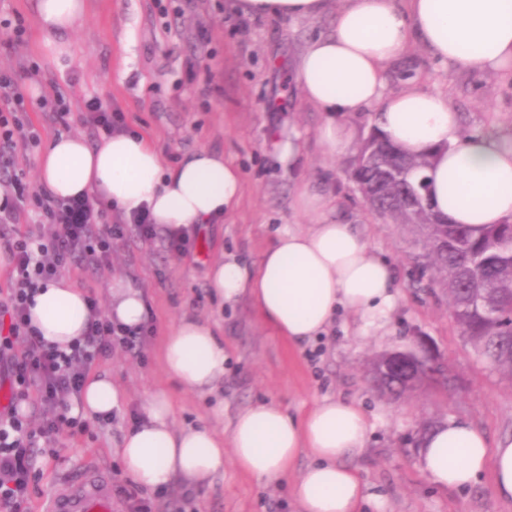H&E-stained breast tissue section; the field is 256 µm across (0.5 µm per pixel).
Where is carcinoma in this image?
Wrapping results in <instances>:
<instances>
[{
  "mask_svg": "<svg viewBox=\"0 0 512 512\" xmlns=\"http://www.w3.org/2000/svg\"><path fill=\"white\" fill-rule=\"evenodd\" d=\"M366 170L359 180V193L369 210L396 224L420 228L442 225L448 240L440 245L425 243L424 266L429 282L445 288L453 318L462 334L476 338L478 357L498 372L512 376V334L500 329L505 313L512 311V236L504 225L485 224L474 230L468 224H445L427 204L408 209L403 199L408 188L419 189L420 172L431 164L429 154L412 155L392 143L371 117L370 132L359 146ZM383 397L398 400L409 390L392 382H376Z\"/></svg>",
  "mask_w": 512,
  "mask_h": 512,
  "instance_id": "cac0c4a2",
  "label": "carcinoma"
}]
</instances>
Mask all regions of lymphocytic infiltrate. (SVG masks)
<instances>
[{"label":"lymphocytic infiltrate","instance_id":"1","mask_svg":"<svg viewBox=\"0 0 512 512\" xmlns=\"http://www.w3.org/2000/svg\"><path fill=\"white\" fill-rule=\"evenodd\" d=\"M37 74L34 67L0 72V150L40 142L41 131L28 115L31 108L51 113L60 126L69 124L70 107L63 94L36 102L27 98L25 83ZM0 170L14 191L13 198L0 205V224L14 223L26 201L39 221L31 235L0 236L11 264L10 292L0 302V382L9 386V400L0 407V512H28L34 488L33 453L40 440L86 428L72 414L71 403L82 390L87 365L114 349H135L150 329L127 330L95 312L83 338L69 349L38 337L29 314L34 294L66 269L107 264L113 243L124 238L127 227L107 223L97 199L59 200L48 192L30 190L13 158L1 160ZM33 391L44 408L36 423L18 411Z\"/></svg>","mask_w":512,"mask_h":512}]
</instances>
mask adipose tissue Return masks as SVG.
Returning a JSON list of instances; mask_svg holds the SVG:
<instances>
[{"label":"adipose tissue","mask_w":512,"mask_h":512,"mask_svg":"<svg viewBox=\"0 0 512 512\" xmlns=\"http://www.w3.org/2000/svg\"><path fill=\"white\" fill-rule=\"evenodd\" d=\"M230 3L234 13L250 18L314 19L335 12L333 31L310 42L294 67L303 100L327 115L318 139L331 152L350 143L342 116L376 108L392 141L414 154L432 153L423 176L432 207L449 223L478 228L512 219V142L493 128L461 136L460 116L448 98L417 83L385 93L388 66L414 43L451 70L511 73L512 0H342L336 10L331 0ZM84 16L85 0H37L42 50L58 66L70 57L68 35ZM39 172L56 198L95 196L128 219L149 212L166 235L230 218L243 191L240 170L224 156L203 148L168 169L146 139L126 133L94 146L75 134L54 137ZM295 204L310 216L308 228H282L255 269L214 261L208 270L214 294L227 303L250 295L264 322L295 346L320 336L341 309L371 324L386 318L400 297L393 267L371 254L351 224L328 219L326 196L303 188ZM110 295L113 320L128 328L144 323L141 288L117 273ZM31 316L47 341L65 348L83 336L89 300L62 278L38 291ZM161 359L182 389L206 394L223 381L228 356L212 323L186 317L167 335ZM125 400L111 379L92 376L79 409L87 418L108 417ZM367 430L362 408L348 399L317 401L300 417L258 403L236 414L226 437L205 425L180 429L172 398L158 391L115 453L127 475L152 490L176 479L208 483L228 460L259 481H281L306 454L313 463L292 488L299 512H361L363 486L345 460L363 448ZM420 465L444 489L491 471L498 496L512 500L511 438L493 443L469 423L452 421L428 435Z\"/></svg>","instance_id":"adipose-tissue-1"}]
</instances>
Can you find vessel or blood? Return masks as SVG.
I'll return each mask as SVG.
<instances>
[{
    "label": "vessel or blood",
    "mask_w": 512,
    "mask_h": 512,
    "mask_svg": "<svg viewBox=\"0 0 512 512\" xmlns=\"http://www.w3.org/2000/svg\"><path fill=\"white\" fill-rule=\"evenodd\" d=\"M114 505L110 479L89 469L53 497L48 512H115Z\"/></svg>",
    "instance_id": "vessel-or-blood-1"
}]
</instances>
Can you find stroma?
I'll return each instance as SVG.
<instances>
[{
    "mask_svg": "<svg viewBox=\"0 0 512 512\" xmlns=\"http://www.w3.org/2000/svg\"><path fill=\"white\" fill-rule=\"evenodd\" d=\"M15 18L28 32L11 46L0 28V71L38 64L39 75L27 81V93L34 99L62 93L70 103L71 133L87 136L79 114L95 98L103 106H119L127 124L162 153L167 167L206 148L224 155L243 176L233 217L201 225L190 255L171 251L163 238L145 242L130 231L109 265L69 271L72 283L96 296L103 308L113 273L125 275L144 290L154 333L135 350L115 351L90 366V374L112 378L126 390L125 404L111 420H88L84 433L62 432L36 449L37 489L29 512H39L85 466L125 479L114 448L135 425L149 395L159 390L175 402L177 427L208 420L222 434L227 427L215 416L219 406L229 417L264 401L296 414L324 398L356 400L368 419L367 441L348 463L365 488L364 512H512V502L495 494L491 472L470 486L447 490L419 467L422 427L428 422L465 420L489 440L511 438L512 381L477 357L442 289L416 277L422 247L415 235L373 214L345 175L368 123L358 115L347 118L353 145L339 155H328L318 140L326 115L302 100L294 62L310 40L333 28L334 15L247 20L234 15L227 0H87L84 20L69 35L73 56L63 69L41 50L35 0H0V20ZM410 77L448 97L463 131L494 126L512 134L511 75L451 73L414 44L391 67L389 92H398ZM29 117L42 129L41 144L17 147L16 154L26 183L38 190V159L57 128L40 110ZM292 131L303 148L290 167L279 154ZM302 186L327 195L331 216L347 219L376 255L393 265L402 298L383 327L355 321L341 310L322 336L295 346L262 320L251 298L225 304L212 293L206 276L212 260L224 256L256 266L276 229L306 228L309 217L295 207ZM185 316L216 321L224 339L229 361L224 382L213 393L181 390L162 365L163 341ZM416 336L433 343L453 387L434 386L386 403L372 388L370 364ZM311 462L301 455L280 483L260 482L226 465L223 474L193 490L196 512H297L291 484Z\"/></svg>",
    "mask_w": 512,
    "mask_h": 512,
    "instance_id": "obj_1",
    "label": "stroma"
}]
</instances>
